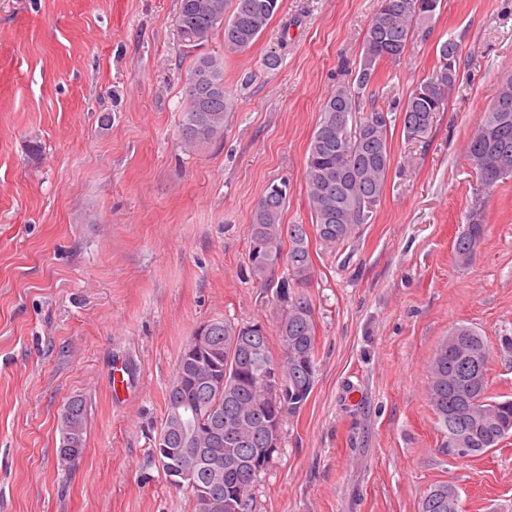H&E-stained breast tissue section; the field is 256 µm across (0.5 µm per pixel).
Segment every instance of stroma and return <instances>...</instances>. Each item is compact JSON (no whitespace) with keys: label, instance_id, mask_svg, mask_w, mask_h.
<instances>
[{"label":"stroma","instance_id":"stroma-1","mask_svg":"<svg viewBox=\"0 0 512 512\" xmlns=\"http://www.w3.org/2000/svg\"><path fill=\"white\" fill-rule=\"evenodd\" d=\"M179 3L0 0V512H193L154 454L187 341L211 319L257 322L281 354L286 269L250 277L252 215L284 181L283 224H311L308 144L359 69L379 0H281L245 51L215 37L232 106L223 134L193 151L180 136L194 55ZM451 38L456 92L424 138L392 122L373 222L337 249L309 241L315 385L249 512H419L441 482L462 512H512V436L453 456L427 397L430 359L461 324L485 340L489 394L512 397V177L484 196L471 261L453 252L479 186L466 142L512 72V0H442L369 92L404 100ZM74 398L85 446L65 462L60 416Z\"/></svg>","mask_w":512,"mask_h":512}]
</instances>
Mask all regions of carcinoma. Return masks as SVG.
<instances>
[{
  "mask_svg": "<svg viewBox=\"0 0 512 512\" xmlns=\"http://www.w3.org/2000/svg\"><path fill=\"white\" fill-rule=\"evenodd\" d=\"M280 0H235L232 13L226 12L227 0H180L175 23L187 48L197 50L220 32L224 49H247L268 27L280 10ZM441 0H380L364 36L363 55L355 83H342L329 95L322 107L319 125L313 133L306 159L305 183L312 227L320 242L335 248L355 236L359 227L373 220L392 166L389 131L392 114L403 120V132L409 139L420 137L417 126L422 120H434L455 93L459 76L460 45L453 39L443 42L429 76L415 86L401 103L386 106L370 103L363 107V95L372 83L377 66L384 60L398 61L404 56L415 29L431 27ZM186 109L181 120V135L186 146L197 147L212 141L224 131L228 97L224 87V59L199 55L189 72L185 87ZM465 158L480 180V191L491 190L501 177L493 171L502 162L512 165V73L497 83L491 109L470 135ZM288 194H263L250 225L249 268L255 277H263L282 264L287 275L279 287L291 283L303 285L312 277L308 234L302 224L284 225L282 214ZM485 234L483 201L475 197L466 214V227L454 243L461 262L472 256L473 244ZM250 326L234 325L223 319L204 324L209 346L201 359L214 365V376L229 377L233 390L210 395L201 384L196 367L181 354L175 373L182 374V386L176 395L166 394L165 415L177 408L195 410L188 434L189 447L212 448L220 455L238 457L237 465L224 471L222 484L210 487L223 500H233L241 477L247 473L249 457L241 442L262 447L264 412L259 401L269 391L267 369L274 358L269 342H264L266 358L253 354L246 345L245 331ZM461 340L452 344L443 340L434 354L428 398L437 421L452 433L460 428L469 434L475 456L496 448L512 435V399L494 400L488 394L487 374L476 371L460 354L465 348L490 354L483 337L473 328L455 327ZM282 354L280 374L288 382L285 407L279 422L295 416L307 402L311 388L302 387L305 371L301 358L316 371L317 336L312 300L288 293L277 322ZM219 413L221 440L211 441L215 429L212 416ZM420 512H460L456 487L443 482L423 493Z\"/></svg>",
  "mask_w": 512,
  "mask_h": 512,
  "instance_id": "obj_1",
  "label": "carcinoma"
}]
</instances>
